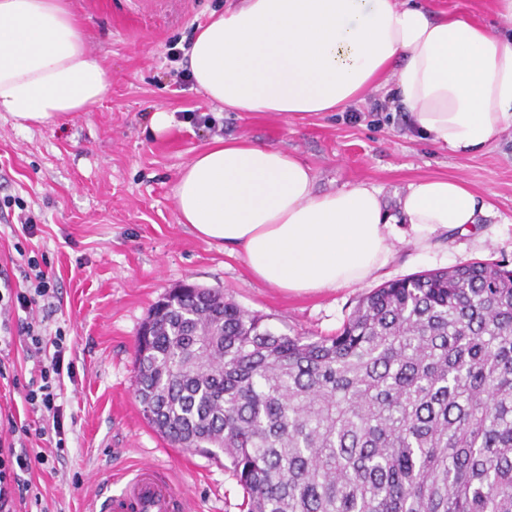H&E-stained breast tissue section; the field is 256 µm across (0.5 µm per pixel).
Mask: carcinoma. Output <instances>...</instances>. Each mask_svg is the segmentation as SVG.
<instances>
[{"instance_id":"carcinoma-1","label":"carcinoma","mask_w":512,"mask_h":512,"mask_svg":"<svg viewBox=\"0 0 512 512\" xmlns=\"http://www.w3.org/2000/svg\"><path fill=\"white\" fill-rule=\"evenodd\" d=\"M138 337L145 418L221 451L243 512H512V269L389 282L333 336L175 288Z\"/></svg>"}]
</instances>
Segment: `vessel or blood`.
<instances>
[{"label": "vessel or blood", "mask_w": 512, "mask_h": 512, "mask_svg": "<svg viewBox=\"0 0 512 512\" xmlns=\"http://www.w3.org/2000/svg\"><path fill=\"white\" fill-rule=\"evenodd\" d=\"M102 502L88 512H184L185 494L179 486L151 465L141 466L127 480L120 494L103 490Z\"/></svg>", "instance_id": "1"}]
</instances>
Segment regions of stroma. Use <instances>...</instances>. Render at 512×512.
I'll list each match as a JSON object with an SVG mask.
<instances>
[{
	"label": "stroma",
	"instance_id": "35a3bbf8",
	"mask_svg": "<svg viewBox=\"0 0 512 512\" xmlns=\"http://www.w3.org/2000/svg\"><path fill=\"white\" fill-rule=\"evenodd\" d=\"M436 14H456L503 32L495 0H425ZM231 0H69L90 54L111 83L85 112L44 126L20 127L0 112V200L31 213L34 235L0 212V271L22 281L26 259L45 256L56 296L41 315L47 333L63 329L75 363L61 404L66 448L29 436V452H49L24 480L16 512L41 500L47 512H87L100 484L120 490L142 463L165 469L189 498V512H241L242 489L228 459L172 447L145 419L135 394L140 328L153 305L184 283L218 289L244 309L265 315L279 332L335 333L362 296L414 273L474 261L512 268V126L486 147L459 156L420 138L410 117L382 92L338 112L303 119L232 112L211 103L179 71L170 48L188 46L212 13ZM171 127L150 130L155 109ZM210 117V126L198 125ZM243 138L297 154L312 168L318 191L366 183L381 189L390 212L409 184L428 177L463 180L489 209L471 232L438 231L428 251L398 243L389 263L361 285L287 292L254 279L240 254L207 242L181 224L174 186L181 167L214 138ZM0 349V421L34 417L15 387L35 362L10 323Z\"/></svg>",
	"mask_w": 512,
	"mask_h": 512
}]
</instances>
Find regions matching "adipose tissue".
<instances>
[{"label": "adipose tissue", "instance_id": "1", "mask_svg": "<svg viewBox=\"0 0 512 512\" xmlns=\"http://www.w3.org/2000/svg\"><path fill=\"white\" fill-rule=\"evenodd\" d=\"M188 56L197 86L234 112L303 118L388 87L421 134L460 155L512 125V38L415 0H239L212 14ZM109 88L67 0H0V112L51 124ZM314 182L297 155L217 138L183 165L174 198L198 237L241 249L257 280L298 293L364 283L401 225L424 249L487 209L455 178L409 184L394 214L374 186L319 193Z\"/></svg>", "mask_w": 512, "mask_h": 512}]
</instances>
